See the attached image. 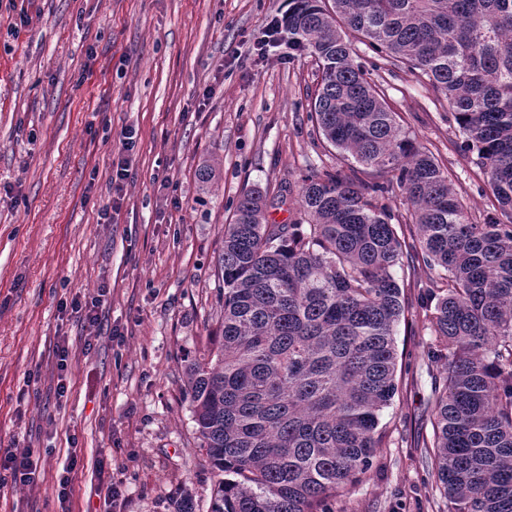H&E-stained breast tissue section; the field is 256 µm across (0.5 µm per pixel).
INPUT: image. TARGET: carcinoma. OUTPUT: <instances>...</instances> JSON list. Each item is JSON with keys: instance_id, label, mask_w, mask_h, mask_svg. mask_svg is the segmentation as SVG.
Segmentation results:
<instances>
[{"instance_id": "1", "label": "carcinoma", "mask_w": 512, "mask_h": 512, "mask_svg": "<svg viewBox=\"0 0 512 512\" xmlns=\"http://www.w3.org/2000/svg\"><path fill=\"white\" fill-rule=\"evenodd\" d=\"M288 47L320 79L311 118L347 160L302 176L297 218L266 223L244 189L218 259L220 343L188 364L210 512H332L387 445L398 391L396 267L429 269L432 448L449 512H512V0H289ZM448 102L498 213L474 221L398 121L355 43ZM399 194L405 221L382 200ZM403 224L408 235L398 234Z\"/></svg>"}]
</instances>
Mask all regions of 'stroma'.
<instances>
[{
	"instance_id": "1",
	"label": "stroma",
	"mask_w": 512,
	"mask_h": 512,
	"mask_svg": "<svg viewBox=\"0 0 512 512\" xmlns=\"http://www.w3.org/2000/svg\"><path fill=\"white\" fill-rule=\"evenodd\" d=\"M288 0H0V446L33 449V480L0 484V512H210L186 367L215 345L217 261L243 188L266 218L295 217L300 176L341 166L309 118L319 72L287 45L261 51ZM391 108L447 170L475 221L496 201L447 103L405 69L374 68ZM137 132L129 175L112 158ZM210 181L197 177L201 166ZM117 204L111 223L97 212ZM399 391L388 444L333 512H438L425 467L440 366L420 309L429 271L399 268ZM104 294L98 324L62 303ZM71 384L58 396L57 349ZM79 465L56 497L68 448ZM120 484L123 500L106 497ZM137 134L136 131L133 129H129L124 133L123 139L121 141V156L118 159V162L116 163V169H115V177H114V170L113 174L110 176V181L112 182V186L119 180L123 181L128 177V160L122 156L125 152L133 151V149L136 146Z\"/></svg>"
}]
</instances>
